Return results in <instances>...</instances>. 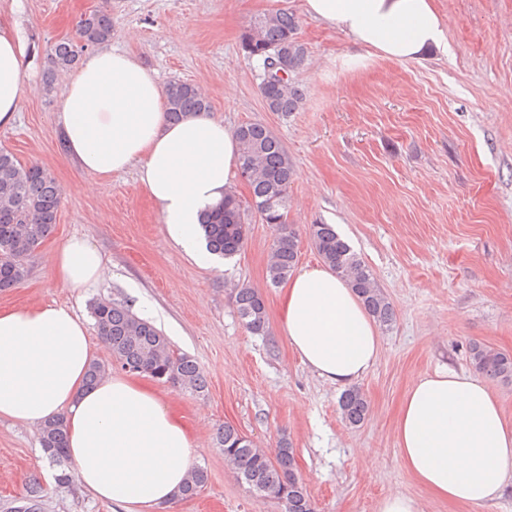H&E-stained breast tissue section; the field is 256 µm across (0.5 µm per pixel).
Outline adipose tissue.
<instances>
[{"instance_id":"ef3b65f1","label":"adipose tissue","mask_w":512,"mask_h":512,"mask_svg":"<svg viewBox=\"0 0 512 512\" xmlns=\"http://www.w3.org/2000/svg\"><path fill=\"white\" fill-rule=\"evenodd\" d=\"M304 8L386 59L448 52L433 0H305ZM26 55L23 31L0 25V128L14 125L22 100L35 92L23 80ZM58 125L67 156L85 172L107 177L137 167L169 236L196 263L216 262L201 219L238 175L233 129L203 112L169 122L153 71L109 47L88 54L69 79ZM52 271L62 287L89 289L102 281L104 260L87 238L71 236L55 249ZM280 332L304 366L340 390L367 373L381 348L356 292L326 267L289 280ZM92 358L86 323L71 308L0 311V419L28 427L62 420L77 481L123 512L177 502L193 467L191 436L163 395L132 376L87 385ZM394 436L403 468L436 499L481 507L512 491V423L473 373L417 378Z\"/></svg>"}]
</instances>
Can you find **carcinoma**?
<instances>
[{
  "mask_svg": "<svg viewBox=\"0 0 512 512\" xmlns=\"http://www.w3.org/2000/svg\"><path fill=\"white\" fill-rule=\"evenodd\" d=\"M295 16L277 10L255 19L245 32L241 46L250 57L267 62L279 58L287 74H293L307 60V50L297 36ZM112 36L110 14L94 10L79 21L77 37L58 42L50 53L47 80L79 64L89 46L108 41ZM261 97L270 112L286 114L299 109L303 94L288 78L261 84ZM165 107L169 120L178 122L196 112H207L210 101L195 85L171 81L165 86ZM240 150L239 174L248 175L251 203L245 204L234 193L211 207L202 228L211 252L231 258L246 244L253 217L275 230L271 244L272 260L268 277L276 286L287 280L298 261L299 241L287 223L288 187L297 171L281 139L262 122H250L236 130ZM63 193L46 169L38 164L23 166L14 156L0 149V290L21 283L27 273L26 259L52 233ZM310 239L323 262L348 281L359 295L368 314L379 324L392 323L394 310L377 286L370 270L329 224H313ZM236 312L248 332L262 334L267 327L263 296L251 288H240L235 299ZM92 316L98 335L109 345L112 359L121 369L136 370L156 380L172 381L182 390L200 394L206 379L196 362L173 349L170 340L150 321L138 317L131 305L101 300L93 304ZM474 368L488 378L512 381V355L490 346L474 343L469 349ZM343 418L352 426L366 418L369 403L359 389H350L340 398ZM39 442L50 463L61 468L58 482L67 485L65 433L59 420L42 425ZM224 457L256 493L280 497L288 493V512H315L302 478L298 475L293 448L282 440L275 456L257 448L254 442L231 425L216 435ZM208 479L207 470L194 466L181 498L198 494Z\"/></svg>",
  "mask_w": 512,
  "mask_h": 512,
  "instance_id": "carcinoma-1",
  "label": "carcinoma"
}]
</instances>
